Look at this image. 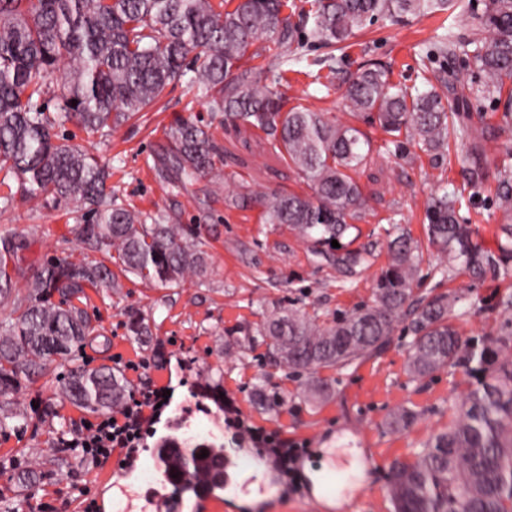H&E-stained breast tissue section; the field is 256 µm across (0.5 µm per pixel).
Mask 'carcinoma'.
<instances>
[{"instance_id":"carcinoma-1","label":"carcinoma","mask_w":512,"mask_h":512,"mask_svg":"<svg viewBox=\"0 0 512 512\" xmlns=\"http://www.w3.org/2000/svg\"><path fill=\"white\" fill-rule=\"evenodd\" d=\"M457 0H310L298 21L284 14L288 0H237L218 11L211 0H0V186L17 183L0 195V209L17 201L73 203L83 209L76 225L80 242L103 255L96 262L75 263L44 256L24 291V252L30 243L0 237V305H12L0 322V434L28 427L27 410L15 395L27 384L50 376L55 394L80 410L110 411L124 404L128 390L119 370L102 364L91 368L83 344L98 328L77 304L85 289L117 292L110 264L125 275L147 282L204 281L208 254L198 235L183 224H168L162 211L142 213L117 203L108 186L109 168L73 143V125L88 134L114 129L151 107L166 88L187 71L192 84L208 99L212 118L234 126L248 125L270 136L274 152L288 161L311 193H265L253 196L265 204L269 224H286L312 245L315 255L351 278L370 262L366 249H335L356 229L365 199L352 173L361 165L371 141L350 122L324 112L288 107V98L247 66L250 48L271 39L275 56L293 60L309 40L343 50L347 42L379 20L435 15ZM489 44L452 33L435 35L442 54L471 56L480 80L448 82L445 90L425 91L390 81L382 68H363L346 82L344 101L350 117L379 128L390 139L384 147L413 159L422 153L436 162L450 155V142L467 147L472 180L485 175L486 128L461 119L469 102L492 99L503 119L512 115V0H485L477 17ZM69 75L60 93L49 95L61 62ZM159 147L158 174L179 192L204 177L219 179L222 151L209 128L179 119L166 130ZM497 209L509 223L501 225L505 241L491 250L476 231L459 220L458 199L436 190L424 204L425 234L444 262L436 268L450 281L463 270L474 278L512 270V169L498 172ZM390 260L375 283L374 302L351 313L321 320L293 302L263 314L245 330L244 341L263 343L273 362L310 375L308 400H328L330 387L315 377L320 369H342L383 349L396 326L407 321L413 336L407 374L414 380L445 368L469 367L482 374L448 427L432 434L413 461L391 467L388 486L394 512H512V319L500 336L476 340L449 320L467 309L456 293L415 295L418 246L404 233L389 241ZM137 338L151 335L140 314L128 320ZM68 369L57 372V363ZM253 399L274 411L284 397L255 384ZM416 413L394 411L393 431L410 427Z\"/></svg>"}]
</instances>
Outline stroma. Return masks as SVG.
<instances>
[{"label":"stroma","instance_id":"1","mask_svg":"<svg viewBox=\"0 0 512 512\" xmlns=\"http://www.w3.org/2000/svg\"><path fill=\"white\" fill-rule=\"evenodd\" d=\"M480 10V5L462 0L455 9L432 17L377 22L337 53L336 67L343 79L360 66L380 65L390 71L393 82L421 89L436 79L474 83L477 73L469 58L460 52H435L432 39L441 26L470 37L477 30ZM327 54V49L311 47L301 60L290 62L284 92L289 105L325 112L343 122L347 116L342 80L327 90L307 74L311 60ZM209 112L207 101L185 76L153 107L112 134L76 133V144L91 149L110 168L118 203L142 212L163 210L171 223L197 229L209 256L210 275L201 286L190 281L161 286L123 276L119 294L88 289L86 309L101 328L84 349L86 360L119 368L130 392L156 383L170 396L166 407L145 425L131 469L123 451L93 466L57 448L60 429L97 422L100 413L62 402L54 386L41 379L23 388L17 399L31 422L24 431L0 436V460L13 462L0 470V497L12 500L15 512H90V504L116 493L124 495L129 512H154L149 488L158 470L153 459L158 446L172 438L189 448L220 443L259 462L261 474L239 476L234 491L225 494L223 512H394L388 488L391 467L408 461L413 448L447 426L453 403L478 380L463 368L411 380L406 373L411 337L400 327L379 355L331 372L330 400L314 405L303 398L300 377L269 365L265 345H245L228 353L224 343L243 338L244 328L259 322L262 312L277 303L298 300L328 318L372 304L374 283L389 261L386 228L398 224L424 240V203L436 189L461 193L462 222L475 225L480 237L494 244L503 222L496 208L497 170L512 164V125L505 124L493 100L471 105V121L488 129L486 175L478 184L469 180L464 145H451V160L444 164L425 155L409 163L383 149L380 129L368 128L373 148L356 176L367 206L353 245L372 250L374 257L349 280L335 265L314 256L287 225L265 223L261 204L250 200L236 207L225 202L229 189L239 194L307 192V184L270 151L262 130L213 125L223 150V182L216 186L204 180L181 194L168 193L152 169L156 146L176 119L205 118ZM82 221L72 205L21 204L0 212V236L30 240V260L59 255L91 261L94 253L79 245L73 232ZM439 264L436 252L423 250L418 291L446 287L465 295L468 313L456 321L460 330L475 338L497 335L503 322L498 299L512 288V277L475 279L463 272L445 285L434 273ZM132 311L148 320L149 343L129 336L125 321ZM262 376L288 396L278 411L261 410L251 400L252 387ZM400 407L418 417L409 429L394 433L387 419ZM244 426L254 431V438L241 435ZM268 438L297 446L304 458L334 454L340 469L359 459L363 477L345 491L339 504L327 505L315 496L307 466L298 465L292 479L277 469L262 446ZM36 465L43 472L41 480L31 488L20 486L17 472ZM253 493L261 496L255 507L239 505V496Z\"/></svg>","mask_w":512,"mask_h":512}]
</instances>
